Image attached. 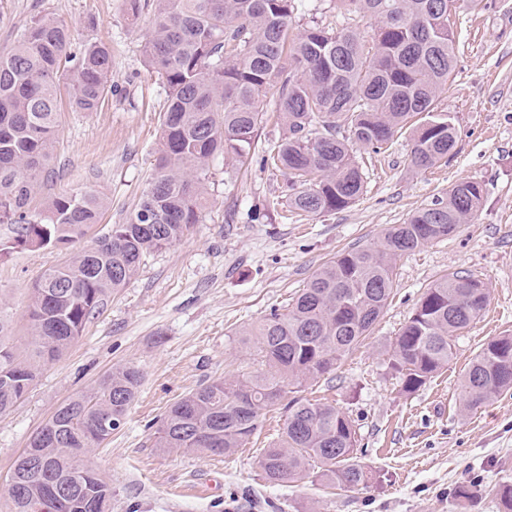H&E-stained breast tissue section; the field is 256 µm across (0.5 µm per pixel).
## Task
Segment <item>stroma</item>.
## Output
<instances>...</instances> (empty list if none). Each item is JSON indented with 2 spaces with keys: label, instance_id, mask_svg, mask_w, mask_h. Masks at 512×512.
<instances>
[{
  "label": "stroma",
  "instance_id": "35a3bbf8",
  "mask_svg": "<svg viewBox=\"0 0 512 512\" xmlns=\"http://www.w3.org/2000/svg\"><path fill=\"white\" fill-rule=\"evenodd\" d=\"M43 15L71 28L74 47L98 40L112 49L111 95L96 111L61 112L52 172L31 201L37 210L54 194L100 192L106 205L78 240L82 248L125 223L147 191L167 96L143 61L150 18L130 24L124 0H0V55ZM450 25L457 62L440 106L456 116L458 142L447 165L412 169L410 136L395 135L384 153L357 150L365 184L355 203L306 216L290 211L284 172L256 163L244 170L232 157L215 156L201 223L144 256L80 339L42 362L29 394L0 415V512H11L8 474L31 435L59 405L121 366L139 370V391L121 426L85 459L111 481L112 512H499L493 496L462 505L455 490L512 482V392L471 411L459 402L471 360L494 337L512 334V0L457 8ZM463 180L485 186L475 218L399 258L393 297L369 337L334 372L302 388L353 420L361 460L377 473L373 484L350 491L307 479L269 483L260 457L283 426L280 410L267 413L230 456L157 448L158 423L174 402L213 380L261 370L242 329L271 311L287 313L322 264L379 244L390 225ZM69 255L49 247L0 259V315L11 323L20 357L29 354L30 292L43 271ZM454 271L484 282L495 318L464 329L447 369L402 392L387 354L424 290Z\"/></svg>",
  "mask_w": 512,
  "mask_h": 512
}]
</instances>
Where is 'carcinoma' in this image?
Here are the masks:
<instances>
[{"label":"carcinoma","instance_id":"cac0c4a2","mask_svg":"<svg viewBox=\"0 0 512 512\" xmlns=\"http://www.w3.org/2000/svg\"><path fill=\"white\" fill-rule=\"evenodd\" d=\"M328 2L373 18L371 41L356 26L301 24L304 0H126L130 20L145 10L153 15L143 56L167 93L156 171L126 223L40 276L28 305L29 358L17 355L10 325L0 317V414L29 393L38 360L63 355L146 253L172 246L202 221L212 157L252 163L270 89L278 88L274 109L285 132L259 163L285 171L288 207L297 212L317 215L353 204L364 189L354 147L379 153L406 126L412 168L448 163L457 119L439 109L438 99L454 70L449 17L458 0ZM71 44L66 24L41 16L11 54L0 56V224L16 226L15 236L0 243V258L32 241L45 248L72 244L100 218L103 198L92 190L60 193L37 213L30 209L53 159L61 89L75 112L97 109L112 92L110 47L94 41L74 53ZM484 195L482 183L460 181L446 197L388 227L380 247L343 251L324 263L287 313L274 312L242 332L267 370L214 380L175 402L157 428L156 447L208 456L242 447L264 411L331 374L370 334L392 294L397 260L471 221ZM487 299L484 283L460 272L426 289L389 358L403 391H416L448 367L459 332L481 317ZM139 383L137 369H118L54 412L13 464L12 512H41L57 488L64 494L54 512H112V484L83 457L121 426ZM511 391L512 334H506L476 355L461 406L470 411ZM284 409L282 432L261 456L268 481L371 484L373 470L358 457L348 416L330 402L296 396ZM493 494L503 512H512L511 483L496 485Z\"/></svg>","mask_w":512,"mask_h":512}]
</instances>
